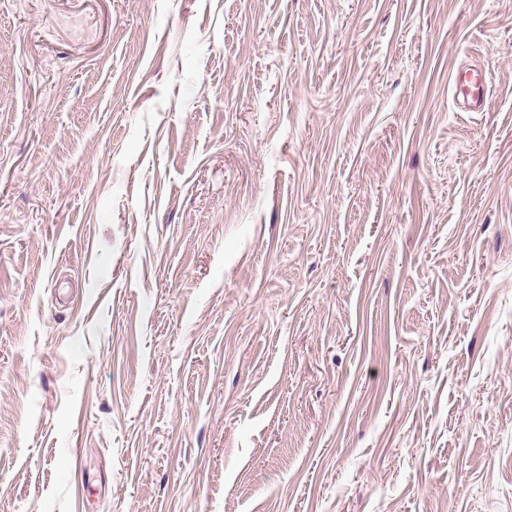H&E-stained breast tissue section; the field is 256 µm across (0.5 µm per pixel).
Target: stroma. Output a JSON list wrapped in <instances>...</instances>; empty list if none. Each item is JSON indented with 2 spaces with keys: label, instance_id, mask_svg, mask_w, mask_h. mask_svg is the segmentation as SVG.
<instances>
[{
  "label": "stroma",
  "instance_id": "stroma-1",
  "mask_svg": "<svg viewBox=\"0 0 512 512\" xmlns=\"http://www.w3.org/2000/svg\"><path fill=\"white\" fill-rule=\"evenodd\" d=\"M0 512H512V0H0ZM458 90L459 109L464 112H483L491 101V90L481 69L469 67L458 70L454 76Z\"/></svg>",
  "mask_w": 512,
  "mask_h": 512
}]
</instances>
